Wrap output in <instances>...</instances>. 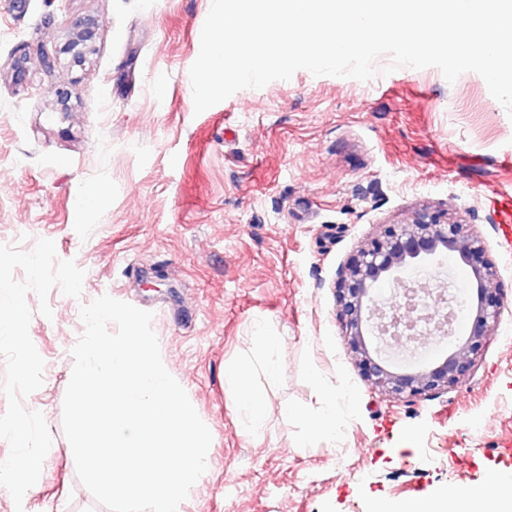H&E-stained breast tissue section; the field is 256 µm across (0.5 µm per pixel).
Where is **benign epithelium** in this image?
Returning <instances> with one entry per match:
<instances>
[{
  "instance_id": "7a95c632",
  "label": "benign epithelium",
  "mask_w": 512,
  "mask_h": 512,
  "mask_svg": "<svg viewBox=\"0 0 512 512\" xmlns=\"http://www.w3.org/2000/svg\"><path fill=\"white\" fill-rule=\"evenodd\" d=\"M97 33L98 23L92 17L75 24L66 45L72 65H83ZM445 251L457 254L470 267L476 282L477 302L470 313L469 334L437 363L402 368L379 345L367 342L368 323L374 319L378 303L374 290L407 265ZM499 281L498 266L471 225L448 218L446 212L423 209L406 224L385 226L341 267L336 281V319L366 381L396 399H421L470 377L506 309Z\"/></svg>"
}]
</instances>
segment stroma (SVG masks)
<instances>
[{
  "instance_id": "obj_1",
  "label": "stroma",
  "mask_w": 512,
  "mask_h": 512,
  "mask_svg": "<svg viewBox=\"0 0 512 512\" xmlns=\"http://www.w3.org/2000/svg\"><path fill=\"white\" fill-rule=\"evenodd\" d=\"M211 0H0V242L54 241L84 269L80 298L52 290L29 335L45 362L24 406L52 446L37 483L0 512H107L78 480L62 430L84 331L81 304L107 294L152 312L161 357L212 434L205 474L181 512H373L512 478V316H503L469 380L424 399L365 381L336 319L339 269L383 225L447 210L485 241L512 302V249L489 204L512 193V119L483 78L447 82L434 67L369 81L296 71L195 113L189 69ZM93 17L84 65L64 52ZM55 56L53 70L37 52ZM31 61L12 75L20 54ZM75 81L67 112L52 86ZM100 194L96 207L84 206ZM444 253L398 284L457 279ZM282 336L262 437L243 432L224 369L258 352L255 322ZM336 390V440L306 441L311 372ZM293 407L294 415L283 412Z\"/></svg>"
}]
</instances>
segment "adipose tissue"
I'll use <instances>...</instances> for the list:
<instances>
[{
	"mask_svg": "<svg viewBox=\"0 0 512 512\" xmlns=\"http://www.w3.org/2000/svg\"><path fill=\"white\" fill-rule=\"evenodd\" d=\"M254 340L260 355L224 370V383L236 402L243 430L250 435L261 434L267 423L266 399L250 382L254 370H262L267 379H276L281 369L280 336L270 333L263 323L254 326ZM376 512H512V483L496 480L479 489H457L441 492L437 497L401 504L391 510L384 503Z\"/></svg>",
	"mask_w": 512,
	"mask_h": 512,
	"instance_id": "adipose-tissue-1",
	"label": "adipose tissue"
}]
</instances>
